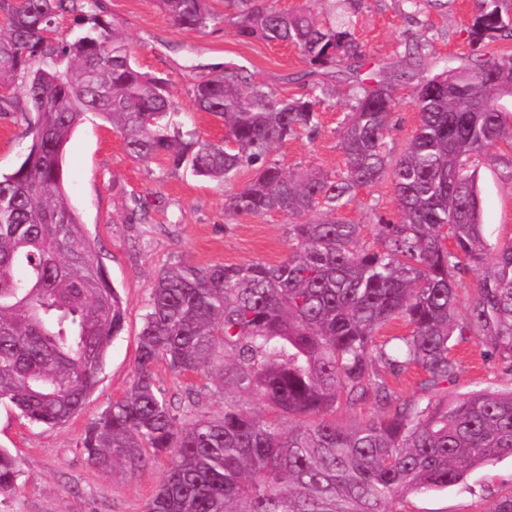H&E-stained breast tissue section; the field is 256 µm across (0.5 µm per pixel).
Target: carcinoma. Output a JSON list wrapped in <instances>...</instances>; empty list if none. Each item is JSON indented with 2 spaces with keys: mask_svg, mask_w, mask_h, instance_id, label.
Segmentation results:
<instances>
[{
  "mask_svg": "<svg viewBox=\"0 0 512 512\" xmlns=\"http://www.w3.org/2000/svg\"><path fill=\"white\" fill-rule=\"evenodd\" d=\"M159 2L182 29L221 23L208 0ZM225 6L240 38L294 47L312 75L362 57L351 10L336 24L284 10L278 0ZM0 11L7 15L0 86L25 75V105L1 95L0 112L22 113L31 136L23 162L0 174V403L30 423L66 425L123 330L122 298L63 192L65 146L93 113L134 160L164 157L226 184L245 167L255 170L228 195L226 211L290 220L288 255L277 263H178L155 276L133 382L83 438L102 470L136 473L167 458L146 512H387L402 493L458 485L512 454V390L450 402L443 389L460 372L451 355L456 337L475 338L512 375V238L486 240L475 168L490 143L512 137V111L499 93L512 80V55H475L422 80L413 95L418 125L397 157L387 151L394 81H355L339 139L344 170L331 177L270 159L274 145L318 129L325 85L281 99L226 63L190 91L198 111L224 124V139L185 140L166 79L136 65L100 0H0ZM69 14L91 27L51 42ZM503 33L512 36V0H478L473 41ZM431 49L426 39L409 44L395 81L409 78ZM35 58L43 66L31 70ZM385 178L398 216L374 225L379 247L369 249L361 245L365 225L334 215ZM313 210L332 218L300 221ZM473 267L486 273L461 317L457 290ZM395 320L410 332L380 339ZM163 358L180 373L218 378L224 390L278 416L226 400L220 414L179 422L154 387L152 370ZM412 367L424 373L425 403L392 397L388 376ZM369 402L381 412L353 427L327 417ZM283 416L292 421L287 428ZM19 475L17 456L0 448V495Z\"/></svg>",
  "mask_w": 512,
  "mask_h": 512,
  "instance_id": "1",
  "label": "carcinoma"
}]
</instances>
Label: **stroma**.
Returning <instances> with one entry per match:
<instances>
[{
	"label": "stroma",
	"mask_w": 512,
	"mask_h": 512,
	"mask_svg": "<svg viewBox=\"0 0 512 512\" xmlns=\"http://www.w3.org/2000/svg\"><path fill=\"white\" fill-rule=\"evenodd\" d=\"M109 16L129 43L142 71L157 73L169 83L180 107L183 131L218 141L221 122L195 111L192 83L224 62L242 65L253 81L281 98L302 93L309 65L293 47L237 36L233 22L206 31L176 26L156 0H103ZM476 0H449L446 7L424 6L408 14L403 0H357L354 35L361 45L362 70L392 73L405 42L422 36L432 51L423 74L433 75L464 63L473 52L489 57L512 54V39L500 36L473 42L470 30ZM333 94L319 108L317 132L302 131L276 145L270 157L296 170L315 166L331 175L343 170L339 127L345 110L347 83L325 76ZM413 83L397 91L395 128L388 140L392 154L403 151L418 121ZM31 144L22 115H0V171L16 168ZM512 142L489 146L478 165L481 222L490 244L512 238ZM65 192L77 211L112 286L126 309L123 331L108 350L96 389L82 410L64 427L32 425L10 405H0V448L17 455L21 475L13 491L0 496V512H145L165 472V462L131 475L121 469L103 472L87 459L82 438L87 427L130 386L135 373L139 334L157 271L183 262L196 266L277 262L288 253V219L272 213L261 217L232 216L224 202L231 188L196 177L190 169H173L166 160L134 162L121 137L95 115H87L65 146ZM150 202L147 223L131 222L136 199ZM396 201L389 180L358 190L338 212L339 220L364 225L362 244L376 248L372 229L378 219H394ZM452 355L461 371L447 390L449 397L486 390L512 389V375L484 355L476 339L457 340ZM156 387L176 414H186L188 401L216 414L224 409V391L211 378L183 375L166 361L153 368ZM512 490V455L475 469L455 486L396 497L389 512H489Z\"/></svg>",
	"instance_id": "obj_1"
}]
</instances>
